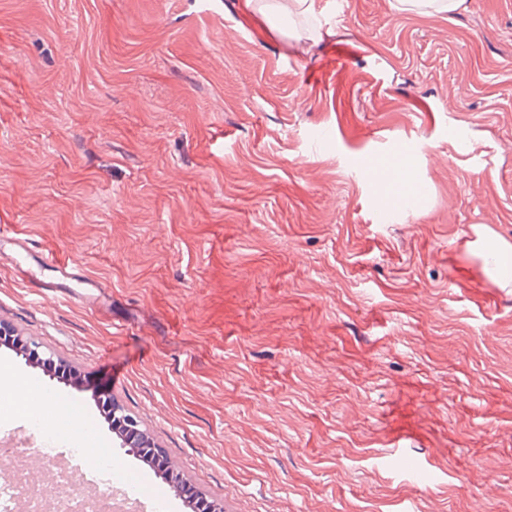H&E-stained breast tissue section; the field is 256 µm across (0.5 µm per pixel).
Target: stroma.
Segmentation results:
<instances>
[{
  "label": "stroma",
  "instance_id": "obj_1",
  "mask_svg": "<svg viewBox=\"0 0 512 512\" xmlns=\"http://www.w3.org/2000/svg\"><path fill=\"white\" fill-rule=\"evenodd\" d=\"M261 7L0 0V233L76 278L0 255V324L69 375L0 365L94 481L165 484L104 395L235 512H512V0ZM403 141L393 215L365 167ZM402 10L414 11L425 15L454 13L463 0H399ZM426 192L427 186L424 183L418 182L411 185L399 183L392 198L391 209L394 212H402L411 205L414 196H422ZM487 262L493 267V281L505 287L512 281V246L509 244L492 243L486 253Z\"/></svg>",
  "mask_w": 512,
  "mask_h": 512
}]
</instances>
